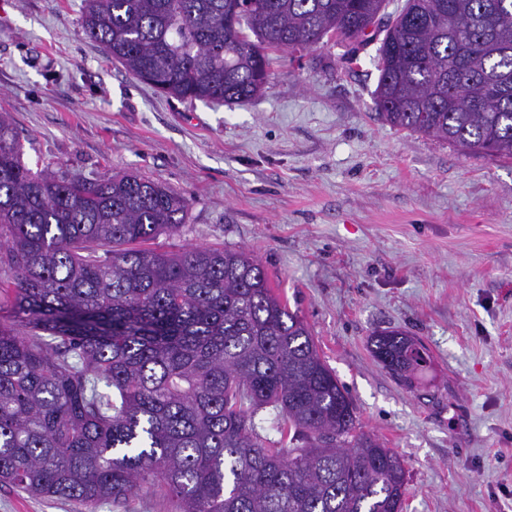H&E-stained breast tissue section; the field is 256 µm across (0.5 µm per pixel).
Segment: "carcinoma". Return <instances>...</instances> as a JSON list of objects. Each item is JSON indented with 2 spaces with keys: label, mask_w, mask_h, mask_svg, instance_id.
Segmentation results:
<instances>
[{
  "label": "carcinoma",
  "mask_w": 512,
  "mask_h": 512,
  "mask_svg": "<svg viewBox=\"0 0 512 512\" xmlns=\"http://www.w3.org/2000/svg\"><path fill=\"white\" fill-rule=\"evenodd\" d=\"M84 0L85 35L180 100L239 104L267 51L364 37L387 0ZM377 50L379 115L464 153L512 159V0H405ZM135 173L34 174L0 115V484L82 512L145 492L169 512H402L405 468L359 430L309 326L241 249L144 244L186 223ZM411 386L423 342L376 332ZM273 406L289 445L255 433Z\"/></svg>",
  "instance_id": "cac0c4a2"
}]
</instances>
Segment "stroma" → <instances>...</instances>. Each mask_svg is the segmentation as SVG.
Here are the masks:
<instances>
[{"instance_id": "1", "label": "stroma", "mask_w": 512, "mask_h": 512, "mask_svg": "<svg viewBox=\"0 0 512 512\" xmlns=\"http://www.w3.org/2000/svg\"><path fill=\"white\" fill-rule=\"evenodd\" d=\"M84 0H0V114L35 172L133 171L180 192L153 249L241 248L310 327L365 431L401 457L404 512H512V161L387 124L377 43L271 53L242 104L165 97L82 29ZM421 339L418 387L373 357ZM374 358L397 380L413 386L417 375L427 370L431 355L423 342L400 330L376 332L370 339Z\"/></svg>"}]
</instances>
